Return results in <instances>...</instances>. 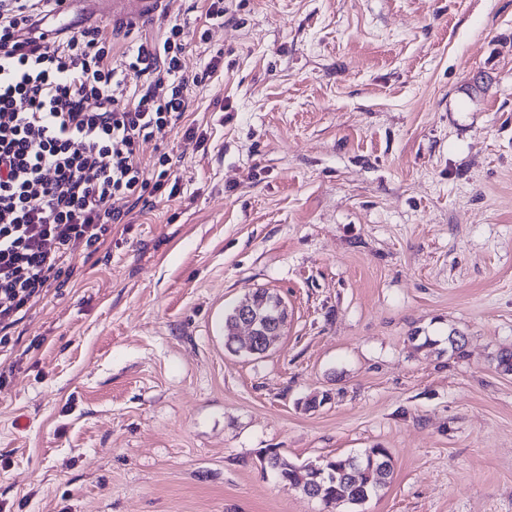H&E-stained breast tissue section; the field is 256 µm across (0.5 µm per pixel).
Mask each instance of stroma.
Segmentation results:
<instances>
[{
    "label": "stroma",
    "instance_id": "35a3bbf8",
    "mask_svg": "<svg viewBox=\"0 0 512 512\" xmlns=\"http://www.w3.org/2000/svg\"><path fill=\"white\" fill-rule=\"evenodd\" d=\"M209 4L162 6L189 69L221 58L141 149L180 194L0 342V512H324L261 451L376 446L388 485L335 512H512V0H224L203 43ZM71 9L119 52L159 34ZM259 288L283 334L231 354L224 314Z\"/></svg>",
    "mask_w": 512,
    "mask_h": 512
}]
</instances>
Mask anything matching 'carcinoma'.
Wrapping results in <instances>:
<instances>
[{
    "instance_id": "cac0c4a2",
    "label": "carcinoma",
    "mask_w": 512,
    "mask_h": 512,
    "mask_svg": "<svg viewBox=\"0 0 512 512\" xmlns=\"http://www.w3.org/2000/svg\"><path fill=\"white\" fill-rule=\"evenodd\" d=\"M257 336V346L248 350L237 343L235 331L241 323L238 306H233L224 316L225 347L232 353L248 356L267 352V337L282 333L287 311L282 298L267 289H258L244 299ZM264 468L274 472L280 481L292 488L306 486L311 481L307 465L288 463L275 449L265 450L261 457ZM330 474L320 481L317 498L326 508L336 507L339 501L360 505L375 496L386 486L392 474L389 453L384 448H367L355 456H336L323 462Z\"/></svg>"
}]
</instances>
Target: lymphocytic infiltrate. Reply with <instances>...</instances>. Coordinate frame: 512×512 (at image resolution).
Instances as JSON below:
<instances>
[{
	"label": "lymphocytic infiltrate",
	"instance_id": "obj_1",
	"mask_svg": "<svg viewBox=\"0 0 512 512\" xmlns=\"http://www.w3.org/2000/svg\"><path fill=\"white\" fill-rule=\"evenodd\" d=\"M62 0H0V331L47 288L63 287L78 249L97 251L128 207L181 191L164 138L200 76L182 24L122 52L96 27L57 24ZM142 77L129 87L128 74Z\"/></svg>",
	"mask_w": 512,
	"mask_h": 512
}]
</instances>
